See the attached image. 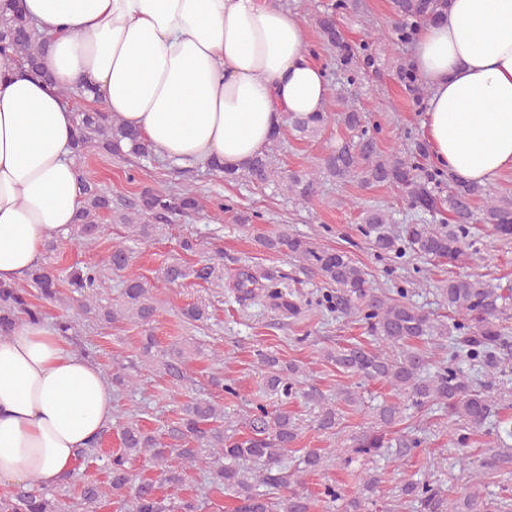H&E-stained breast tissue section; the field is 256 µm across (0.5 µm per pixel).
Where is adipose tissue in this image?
<instances>
[{
  "label": "adipose tissue",
  "instance_id": "adipose-tissue-1",
  "mask_svg": "<svg viewBox=\"0 0 512 512\" xmlns=\"http://www.w3.org/2000/svg\"><path fill=\"white\" fill-rule=\"evenodd\" d=\"M50 39L43 75L0 72V283L16 284L68 238L81 207L75 112L88 87L155 154L189 168L237 166L289 114L325 111L329 82L303 25L275 0H22ZM424 135L465 182L512 169V0H448L420 29ZM114 418L112 388L85 354L23 320L0 339V486L58 484Z\"/></svg>",
  "mask_w": 512,
  "mask_h": 512
}]
</instances>
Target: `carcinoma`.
<instances>
[{
  "label": "carcinoma",
  "mask_w": 512,
  "mask_h": 512,
  "mask_svg": "<svg viewBox=\"0 0 512 512\" xmlns=\"http://www.w3.org/2000/svg\"><path fill=\"white\" fill-rule=\"evenodd\" d=\"M356 7V0H329L325 10L314 17L320 43L335 62L329 67L330 74L341 73L346 84L354 88L378 68V57L370 43L352 45L337 24V17ZM391 8V42L402 50L415 40L419 29L448 8V0H391ZM47 50L48 45L36 33L32 20L11 3H0V69L20 61L32 73L39 74L40 60ZM394 75L408 93L413 109L424 110L425 87L414 64L398 57ZM329 117L328 111L290 115L264 152L237 167H227L216 159L209 167L226 181L272 187L298 204L312 203L324 178L341 183L356 181L363 187L386 184L397 188L423 219L397 231L393 217L385 209L363 210L359 232L381 260L415 254L456 267L477 253L474 229L478 224L490 227L505 242L512 240V201L495 197L487 185L459 181L441 167L424 166L414 156L382 152L367 113L351 103L338 113L348 137L329 150L318 168L282 171L276 155L279 144L288 136L297 140L317 137ZM91 147L119 158L154 157L152 146L144 137L112 121L109 113L102 110L77 113L74 154L83 156ZM82 190L84 203L74 224L77 239L98 240L103 213L125 229L121 240L112 244L103 265L75 264L65 271L63 280L73 293L71 300L86 314L107 323L129 320L148 325L157 312L154 290L159 286L178 285L187 279L216 284L224 281L228 265L238 263V259L222 253L193 265L171 262L154 282L140 277L124 280L121 300L108 304L104 297L110 281L106 271H125L135 245L153 238L160 231L161 222L198 215L204 204L198 190L189 184L172 190L144 186L130 202L112 199L86 178L82 179ZM258 244L285 256L320 280L324 291L319 293L318 307L329 314L351 317L364 326L371 343L356 341L322 350L323 360L335 365L337 372L357 379V385L338 388L334 399L313 388L303 391L304 366L284 361L273 351L259 350L256 357L264 372V393L276 399V404L271 406L261 400L251 403L248 432L226 433L224 407L206 399L195 398L183 405L171 430L172 436L182 441L178 448L166 444L159 433L131 417L120 424V450L104 460L107 482H85L80 505L89 507L108 498L127 512H201L202 505L195 499H176L160 493L165 484L179 487L183 469L196 467L208 474L211 483L237 495L236 512H314L321 502L338 512H369L380 482L374 475L365 477L361 495L349 499L334 486L325 487L321 501L291 488L299 483V474L325 467L330 457L311 449L298 457L293 469H288L284 453L294 446L299 427L287 404L299 394L313 402L317 408L315 428L333 434L340 421L336 401L358 410L364 405L360 386L382 382L395 392V399L372 407V422L352 436L344 450V462L382 458L391 447L396 448L398 457L409 456L418 447V440L405 436L392 440L388 428L410 410L424 412L434 406L448 413L455 447H467L471 433L483 428L494 433L497 444L485 449L482 460L467 476L473 487L467 495L455 497L428 477H411L400 487L395 503L385 504L384 512H512V493H483V487L512 470V418L499 415V383L512 374V283L491 285L475 275H449L439 286L450 313L447 324L416 306L407 289L374 287L367 271L348 252L293 233L286 225L259 236ZM33 288L45 301L62 300L56 277L48 266L33 268L25 284H0L1 338L21 318L44 320L42 306L32 300ZM234 288L238 301L262 299L285 319L297 318L306 305L303 295L288 288L282 275L238 268ZM180 316L187 323L204 322L209 316L208 305L188 304L180 309ZM435 337L448 339V351L438 361L433 360L429 346ZM201 354V346L187 339L161 349L150 334L141 346L142 356L155 361L166 375L180 383L189 379V363ZM137 459L149 461L158 471V479L134 481L130 465ZM247 460L259 462L261 469L245 470L241 463ZM0 512H65V508L49 491L31 483L0 494Z\"/></svg>",
  "instance_id": "obj_1"
}]
</instances>
